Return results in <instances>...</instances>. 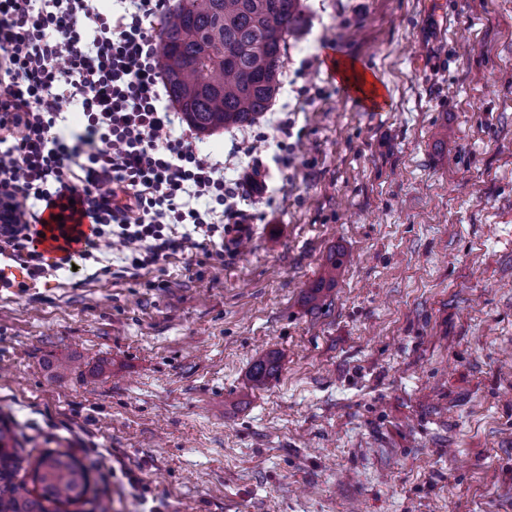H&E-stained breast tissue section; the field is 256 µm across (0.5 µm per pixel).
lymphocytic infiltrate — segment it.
<instances>
[{"label": "lymphocytic infiltrate", "instance_id": "1", "mask_svg": "<svg viewBox=\"0 0 512 512\" xmlns=\"http://www.w3.org/2000/svg\"><path fill=\"white\" fill-rule=\"evenodd\" d=\"M165 0H0V253L32 276L67 269L32 239L44 213L73 201L95 241L135 278L172 255L224 260L244 231L237 184L203 153L163 93L153 28ZM80 114L66 123L63 104Z\"/></svg>", "mask_w": 512, "mask_h": 512}]
</instances>
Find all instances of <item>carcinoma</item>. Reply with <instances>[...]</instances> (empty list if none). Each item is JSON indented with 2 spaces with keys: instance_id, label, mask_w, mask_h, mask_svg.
I'll use <instances>...</instances> for the list:
<instances>
[{
  "instance_id": "carcinoma-1",
  "label": "carcinoma",
  "mask_w": 512,
  "mask_h": 512,
  "mask_svg": "<svg viewBox=\"0 0 512 512\" xmlns=\"http://www.w3.org/2000/svg\"><path fill=\"white\" fill-rule=\"evenodd\" d=\"M299 0H174L159 23V67L167 93L197 133L249 127L269 110L280 84L288 35L303 25ZM343 256L328 261L310 297L336 283ZM272 358L250 381L276 376ZM92 467L73 450L24 448L0 422V512H110L91 486Z\"/></svg>"
}]
</instances>
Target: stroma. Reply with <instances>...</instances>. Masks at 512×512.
<instances>
[{
    "mask_svg": "<svg viewBox=\"0 0 512 512\" xmlns=\"http://www.w3.org/2000/svg\"><path fill=\"white\" fill-rule=\"evenodd\" d=\"M300 4L271 110L196 138L266 187L243 238L1 295L0 413L94 462L111 512H512V0ZM328 66L341 82L359 92L361 96L368 99H374L379 96L375 84L369 81L365 72L360 70L354 63L331 57L328 59Z\"/></svg>",
    "mask_w": 512,
    "mask_h": 512,
    "instance_id": "1",
    "label": "stroma"
}]
</instances>
